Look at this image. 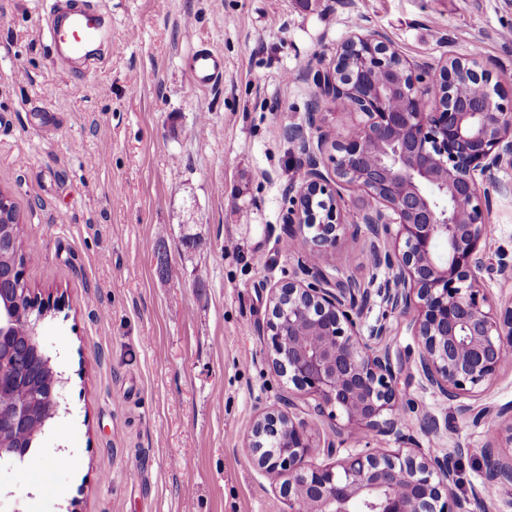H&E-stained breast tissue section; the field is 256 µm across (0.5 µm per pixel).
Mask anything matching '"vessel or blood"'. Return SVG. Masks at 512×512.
I'll use <instances>...</instances> for the list:
<instances>
[{
  "mask_svg": "<svg viewBox=\"0 0 512 512\" xmlns=\"http://www.w3.org/2000/svg\"><path fill=\"white\" fill-rule=\"evenodd\" d=\"M61 64L69 66L89 58V49L112 40V20L97 0H55L44 19ZM224 58L215 49L195 51L191 63L193 84L203 90L222 82Z\"/></svg>",
  "mask_w": 512,
  "mask_h": 512,
  "instance_id": "vessel-or-blood-1",
  "label": "vessel or blood"
}]
</instances>
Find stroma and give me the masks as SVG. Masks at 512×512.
I'll list each match as a JSON object with an SVG mask.
<instances>
[{
    "label": "stroma",
    "instance_id": "obj_1",
    "mask_svg": "<svg viewBox=\"0 0 512 512\" xmlns=\"http://www.w3.org/2000/svg\"><path fill=\"white\" fill-rule=\"evenodd\" d=\"M100 3L112 41L78 77L55 60L45 0H0V192L39 257L24 276L50 305L38 336L65 380L58 416L21 464L0 467V491L14 512H286L246 443L260 410L312 401L274 373L261 334L270 290L300 256L284 225L299 164L288 130L314 107L342 133L360 119L316 103L306 73L349 32L380 30L434 66L479 50L511 95L512 0ZM202 43L224 57L206 91L189 73ZM487 230L512 257V198H494ZM188 232L205 246L186 250ZM157 240L178 278L160 276ZM324 267L374 272L360 240ZM386 318L415 406L407 432L438 454L464 447L457 492L471 495L491 426L422 388L406 317Z\"/></svg>",
    "mask_w": 512,
    "mask_h": 512
}]
</instances>
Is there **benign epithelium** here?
<instances>
[{"mask_svg":"<svg viewBox=\"0 0 512 512\" xmlns=\"http://www.w3.org/2000/svg\"><path fill=\"white\" fill-rule=\"evenodd\" d=\"M461 69L472 81L491 84L473 53L445 59L434 77L429 65L404 58L386 33L353 31L333 62L312 73V82L318 99L348 107L362 120L335 136L310 112L308 128L288 131L302 178L288 186L285 223L288 238L305 251L299 275L271 288L262 335L272 368L313 396L310 413L334 421L336 441L327 443V455L338 452L345 435L398 445L318 464L319 445L293 401L263 410L248 448L288 512H474L476 502L512 485L511 455L490 464L480 492H456V457L465 449L439 455L416 447L405 433L400 362L377 347L386 336V316L413 314L422 386L462 413L472 412L464 399L512 360V301L495 304L480 283L484 274L512 281V261L490 255L485 217L492 193L512 196V182L495 178L512 169V99L491 84L490 96L455 106ZM327 141L336 180L370 201L349 222L321 169ZM347 235L367 240L381 281L333 280L321 269L320 261ZM376 304L383 317L364 325V309ZM45 313L44 307L30 335L48 368L51 357L37 332ZM50 392L47 415L55 417L64 402L63 381H52ZM33 405L0 409V419L21 424ZM474 418L490 419L512 444V406L481 409Z\"/></svg>","mask_w":512,"mask_h":512,"instance_id":"7a95c632","label":"benign epithelium"}]
</instances>
